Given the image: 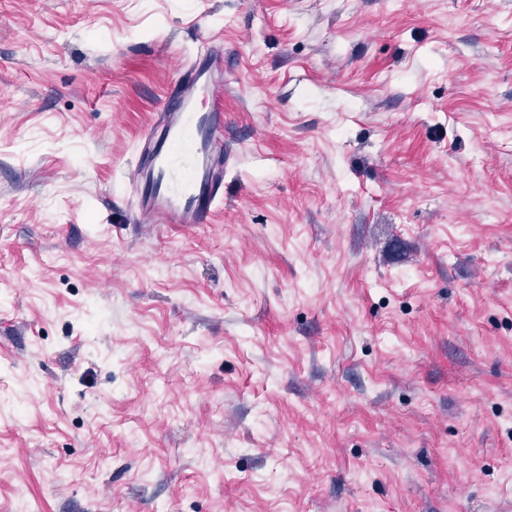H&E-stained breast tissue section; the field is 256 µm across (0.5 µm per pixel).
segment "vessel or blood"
<instances>
[{"mask_svg": "<svg viewBox=\"0 0 512 512\" xmlns=\"http://www.w3.org/2000/svg\"><path fill=\"white\" fill-rule=\"evenodd\" d=\"M223 84V63L210 47L180 66L128 177L132 223L206 224L223 202L224 114L207 104Z\"/></svg>", "mask_w": 512, "mask_h": 512, "instance_id": "1", "label": "vessel or blood"}]
</instances>
